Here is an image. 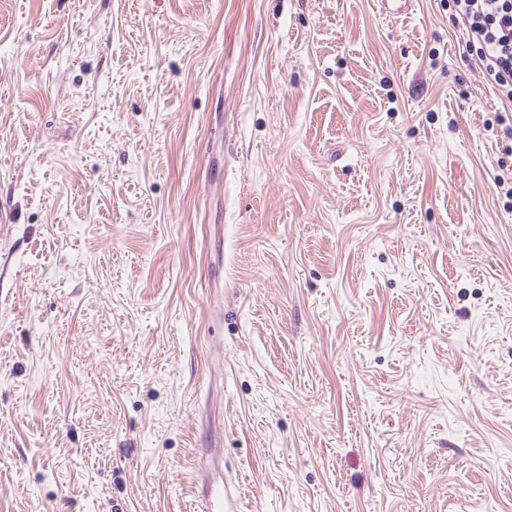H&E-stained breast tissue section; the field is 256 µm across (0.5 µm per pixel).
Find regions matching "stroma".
<instances>
[{
  "mask_svg": "<svg viewBox=\"0 0 512 512\" xmlns=\"http://www.w3.org/2000/svg\"><path fill=\"white\" fill-rule=\"evenodd\" d=\"M464 37L0 0V512H512V140Z\"/></svg>",
  "mask_w": 512,
  "mask_h": 512,
  "instance_id": "35a3bbf8",
  "label": "stroma"
}]
</instances>
